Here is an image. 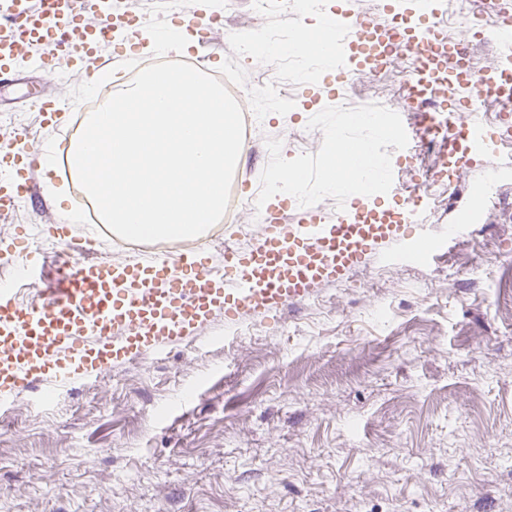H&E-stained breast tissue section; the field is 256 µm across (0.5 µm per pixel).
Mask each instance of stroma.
<instances>
[{
  "mask_svg": "<svg viewBox=\"0 0 512 512\" xmlns=\"http://www.w3.org/2000/svg\"><path fill=\"white\" fill-rule=\"evenodd\" d=\"M143 13L154 32L186 19L220 15L202 30L189 57L210 74H261L265 54L237 55L234 39L260 26L276 43L307 21L253 0H112ZM415 0H320L322 17L348 11L375 22L414 9ZM147 41L122 39L103 51L105 69L124 78L152 56ZM0 83V143L42 150L59 141L73 110L97 91L86 69L59 51L51 70L38 56L19 59ZM397 83L372 72L350 82L319 68L316 80L286 85L250 130L233 181L249 195L269 160L267 139L292 159L320 149L309 128L327 106L357 107L383 98L401 106ZM66 111L45 127L38 95ZM489 145L460 180L430 184L425 230H413L350 279L325 284L308 299L237 324L213 316L195 342L113 366L54 394L35 384L0 405V512H512V135L491 102L482 105ZM402 121L414 158L392 151L394 188L365 197L400 210L401 188L434 166L437 146L421 147L413 113ZM38 203L20 201L0 215V273L19 258L23 234L51 249L59 223L43 170ZM457 226L449 236V226ZM261 215L246 209L198 241L213 264L225 244L255 242ZM90 251L72 262L148 264L160 252L116 250L99 225L77 221ZM430 253L406 261L422 236Z\"/></svg>",
  "mask_w": 512,
  "mask_h": 512,
  "instance_id": "35a3bbf8",
  "label": "stroma"
}]
</instances>
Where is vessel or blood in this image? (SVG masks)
I'll return each instance as SVG.
<instances>
[{"label": "vessel or blood", "instance_id": "obj_1", "mask_svg": "<svg viewBox=\"0 0 512 512\" xmlns=\"http://www.w3.org/2000/svg\"><path fill=\"white\" fill-rule=\"evenodd\" d=\"M341 24L359 50L358 65L377 71L393 55L409 60L420 89L414 104L422 126L431 123L424 105L454 88L462 116L448 122L431 179L458 181L486 146L485 126L472 107L486 99L511 106L512 67L474 69L447 29L426 16L402 34L354 13ZM495 26L502 53L511 55L512 11H499ZM114 35L111 19L85 23L76 0H0V81L10 80L18 57L36 52L46 64L59 47L97 65ZM36 161L23 144L0 145L1 213L34 196ZM425 197L423 186H416L398 214L358 203L333 217L309 209L293 224L269 216L254 245L225 248L220 268L201 249L146 266L63 258L53 294L26 303L0 282V402L43 379L59 392L113 365L190 341L215 313L237 322L302 301L402 241L407 225L423 226Z\"/></svg>", "mask_w": 512, "mask_h": 512}]
</instances>
